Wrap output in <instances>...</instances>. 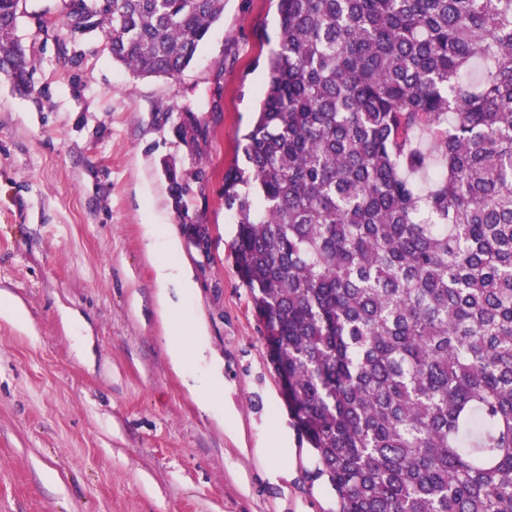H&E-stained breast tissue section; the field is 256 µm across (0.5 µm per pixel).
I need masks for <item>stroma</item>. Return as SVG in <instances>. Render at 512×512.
<instances>
[{
    "instance_id": "1",
    "label": "stroma",
    "mask_w": 512,
    "mask_h": 512,
    "mask_svg": "<svg viewBox=\"0 0 512 512\" xmlns=\"http://www.w3.org/2000/svg\"><path fill=\"white\" fill-rule=\"evenodd\" d=\"M32 2L49 14L18 23L31 87L0 79V291L32 322L25 332L0 317V512H336L292 426L224 208V171L265 86L273 0H224L173 78L137 76L102 32L71 30L55 0ZM188 110L193 148L179 129ZM148 224L167 225L176 256L148 247ZM192 224L208 229L207 253ZM169 258L197 283L186 307L207 329L199 372L213 357L224 366L220 421L166 357L183 339L156 298Z\"/></svg>"
}]
</instances>
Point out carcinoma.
<instances>
[{
  "label": "carcinoma",
  "instance_id": "cac0c4a2",
  "mask_svg": "<svg viewBox=\"0 0 512 512\" xmlns=\"http://www.w3.org/2000/svg\"><path fill=\"white\" fill-rule=\"evenodd\" d=\"M85 0L142 77L224 0ZM27 0H0L26 88ZM224 172L235 266L336 512H512V0H276Z\"/></svg>",
  "mask_w": 512,
  "mask_h": 512
}]
</instances>
